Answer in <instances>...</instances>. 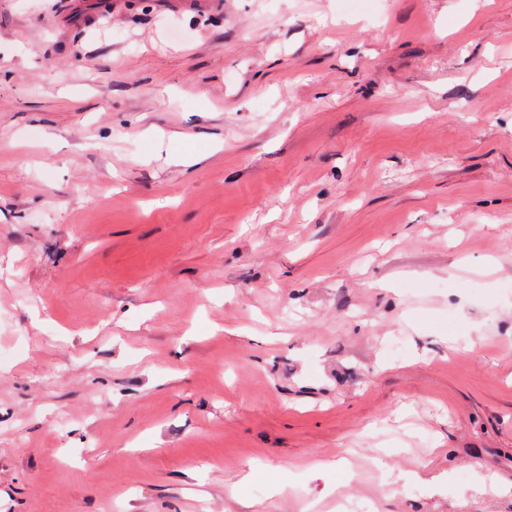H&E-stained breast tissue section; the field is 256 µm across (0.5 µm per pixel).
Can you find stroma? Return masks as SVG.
Listing matches in <instances>:
<instances>
[{"instance_id":"35a3bbf8","label":"stroma","mask_w":512,"mask_h":512,"mask_svg":"<svg viewBox=\"0 0 512 512\" xmlns=\"http://www.w3.org/2000/svg\"><path fill=\"white\" fill-rule=\"evenodd\" d=\"M0 0V512H512V0Z\"/></svg>"}]
</instances>
